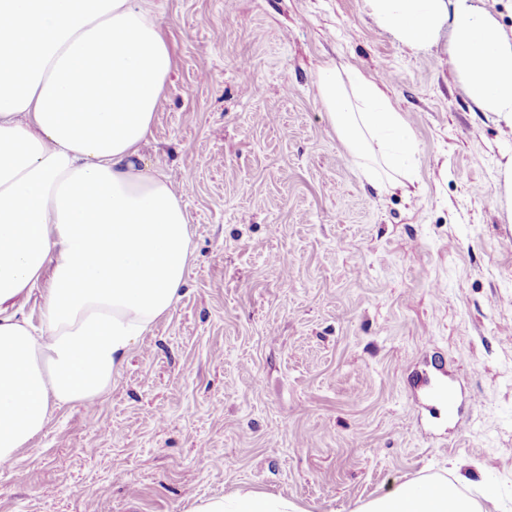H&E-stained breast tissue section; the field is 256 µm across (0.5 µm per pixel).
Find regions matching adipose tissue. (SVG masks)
I'll list each match as a JSON object with an SVG mask.
<instances>
[{
    "label": "adipose tissue",
    "instance_id": "ef3b65f1",
    "mask_svg": "<svg viewBox=\"0 0 512 512\" xmlns=\"http://www.w3.org/2000/svg\"><path fill=\"white\" fill-rule=\"evenodd\" d=\"M145 0H0V463L56 412L103 394L141 336L178 302L192 259L168 175L142 154L172 71ZM404 42L450 25L451 64L512 125V41L472 0H369ZM319 92L377 191L406 189L416 146L384 91L350 64ZM39 291L41 323L13 305ZM193 512H296L235 491ZM360 512H479L442 478L408 481Z\"/></svg>",
    "mask_w": 512,
    "mask_h": 512
}]
</instances>
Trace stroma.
Instances as JSON below:
<instances>
[{
	"label": "stroma",
	"instance_id": "stroma-1",
	"mask_svg": "<svg viewBox=\"0 0 512 512\" xmlns=\"http://www.w3.org/2000/svg\"><path fill=\"white\" fill-rule=\"evenodd\" d=\"M173 70L143 148L187 213L180 300L108 390L0 468V512H192L238 489L358 512L408 480L512 512V127L472 99L449 27L423 48L368 0H147ZM379 82L417 143L377 193L317 75ZM444 367L472 415L416 408Z\"/></svg>",
	"mask_w": 512,
	"mask_h": 512
}]
</instances>
